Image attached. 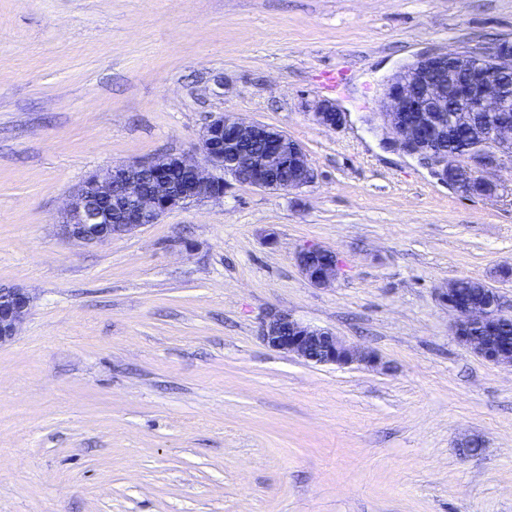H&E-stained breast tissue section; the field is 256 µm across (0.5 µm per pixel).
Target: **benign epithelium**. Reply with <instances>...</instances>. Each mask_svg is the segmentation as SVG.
Returning <instances> with one entry per match:
<instances>
[{
    "instance_id": "1",
    "label": "benign epithelium",
    "mask_w": 512,
    "mask_h": 512,
    "mask_svg": "<svg viewBox=\"0 0 512 512\" xmlns=\"http://www.w3.org/2000/svg\"><path fill=\"white\" fill-rule=\"evenodd\" d=\"M384 96L383 115L399 148L430 162L442 180L451 171L458 182L480 184L478 196L497 194L498 184L490 174L512 164V52L505 49V42L498 41L480 54L425 56L393 78ZM473 113L483 116V129L479 142L466 148V165L459 168L435 143L448 127ZM314 117L327 127H338L344 120L330 102L319 104ZM199 146L203 164L186 154H168L95 170L65 204L58 234L85 245L133 234L176 208L224 197L226 175L256 188L281 191L299 189L312 180L298 143L280 130L247 122L234 113L212 116L201 131ZM294 261L314 286H326L337 278L336 252L321 245L300 248ZM467 283L459 279L439 289L441 302L455 316L454 335L475 355L511 367L512 347L495 343L492 333L512 314L503 310L492 287V303L463 304ZM31 304L27 289L0 287V345L15 338ZM259 335L268 348L307 363L340 367L377 363L373 353L289 313H269Z\"/></svg>"
}]
</instances>
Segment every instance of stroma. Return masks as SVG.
Segmentation results:
<instances>
[{
  "label": "stroma",
  "mask_w": 512,
  "mask_h": 512,
  "mask_svg": "<svg viewBox=\"0 0 512 512\" xmlns=\"http://www.w3.org/2000/svg\"><path fill=\"white\" fill-rule=\"evenodd\" d=\"M495 40L512 0H0V287L34 296L0 345V512H512V367L438 298L481 280L512 311V166L463 196L381 117L419 55ZM218 112L284 131L312 181L58 235L91 170L196 153ZM306 244L335 251L332 286ZM273 309L381 368L267 348ZM294 261L301 274L314 286H326L337 278L339 267L335 251L321 245H307L296 251Z\"/></svg>",
  "instance_id": "35a3bbf8"
}]
</instances>
